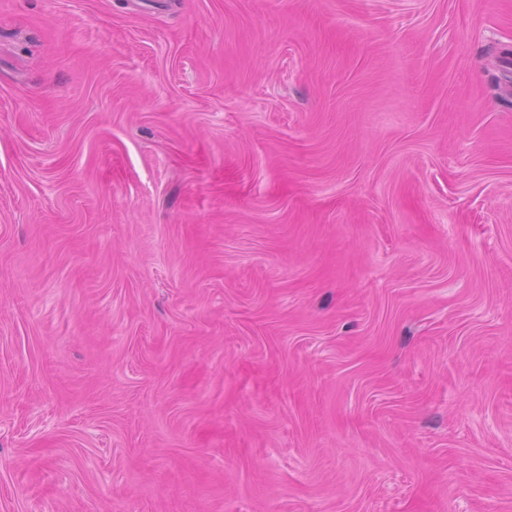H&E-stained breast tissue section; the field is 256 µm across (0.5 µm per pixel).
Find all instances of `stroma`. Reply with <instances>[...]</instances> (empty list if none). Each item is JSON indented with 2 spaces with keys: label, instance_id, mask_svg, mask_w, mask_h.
Segmentation results:
<instances>
[{
  "label": "stroma",
  "instance_id": "obj_1",
  "mask_svg": "<svg viewBox=\"0 0 512 512\" xmlns=\"http://www.w3.org/2000/svg\"><path fill=\"white\" fill-rule=\"evenodd\" d=\"M512 0H0V512H512Z\"/></svg>",
  "mask_w": 512,
  "mask_h": 512
}]
</instances>
